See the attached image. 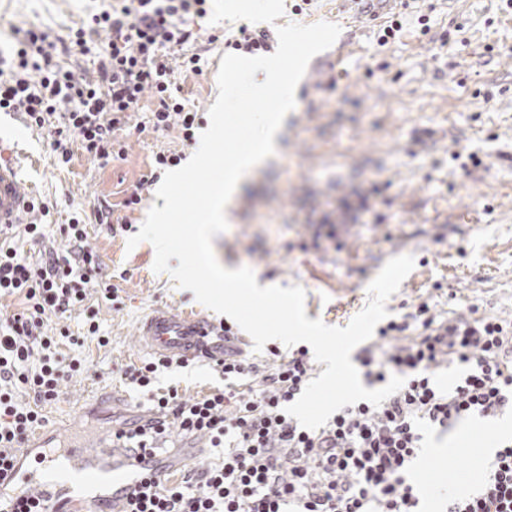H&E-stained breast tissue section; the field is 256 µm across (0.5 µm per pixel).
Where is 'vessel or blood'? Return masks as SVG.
I'll use <instances>...</instances> for the list:
<instances>
[{
  "instance_id": "b4317fda",
  "label": "vessel or blood",
  "mask_w": 512,
  "mask_h": 512,
  "mask_svg": "<svg viewBox=\"0 0 512 512\" xmlns=\"http://www.w3.org/2000/svg\"><path fill=\"white\" fill-rule=\"evenodd\" d=\"M30 186L15 167L0 160V228L25 221L24 204ZM141 348L183 360L223 356L224 332L206 319L175 311L159 310L149 315L139 332ZM86 414L79 411L69 427L66 454L71 460L67 469L48 463L28 465V448L17 451L18 464L0 474V498L32 492L46 501L50 512H121L134 490L150 477L164 478L187 462L203 455L206 443L198 437L182 441L178 452L140 456L127 448L111 430H90L84 425ZM102 485L99 494L74 498L80 485Z\"/></svg>"
}]
</instances>
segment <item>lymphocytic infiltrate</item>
<instances>
[{"instance_id":"lymphocytic-infiltrate-1","label":"lymphocytic infiltrate","mask_w":512,"mask_h":512,"mask_svg":"<svg viewBox=\"0 0 512 512\" xmlns=\"http://www.w3.org/2000/svg\"><path fill=\"white\" fill-rule=\"evenodd\" d=\"M207 0H113L75 31L71 48L97 60L95 77H80L56 61L51 31L17 32L11 54L0 56V112H19L27 124L49 128L59 163L73 159V144L102 162L123 158L115 133L126 127L144 91H152L154 130L179 127L194 139L197 113L186 110L172 81L170 57L193 38L207 14ZM108 41H101V33ZM22 232L33 245L47 239L48 203L30 201ZM0 232V297L16 310L0 313V472L13 449L44 421L42 407L56 400L64 380L88 378L85 360L58 349L51 319L84 308L89 297L117 301L118 289L101 277L88 244L86 221L73 213L60 233L62 251L31 258L10 246L14 232ZM396 347L369 346L359 362L369 383L389 374L405 385L380 406L366 401L344 407L321 428L302 427L286 408L310 380L307 350L280 358L274 371L228 353L215 368L226 381L259 376L260 386L217 390L193 398L152 389L165 358L118 368L137 385L160 417L158 425L120 426L118 437L142 453L158 452L172 437L204 436L223 460L200 473L165 483L149 480L135 492L128 512H420L410 467L421 450V429H448L458 421L490 419L512 409V321L487 317L437 320L428 303L380 331ZM460 367L461 377L443 389L431 377L439 362ZM443 512H512V440L495 451L479 491L449 497Z\"/></svg>"}]
</instances>
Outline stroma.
<instances>
[{
	"label": "stroma",
	"mask_w": 512,
	"mask_h": 512,
	"mask_svg": "<svg viewBox=\"0 0 512 512\" xmlns=\"http://www.w3.org/2000/svg\"><path fill=\"white\" fill-rule=\"evenodd\" d=\"M110 0H0V50L18 28L48 29L59 38L87 25ZM351 0H212L200 37L185 45L199 54L202 75L176 82L190 110L207 117L218 95L217 71L228 40L240 26L275 32L289 24L331 22L341 28L345 60L339 74L329 64L335 49L307 68L296 88L278 154L256 170L234 198L233 222L213 247L225 268L247 266L260 279L306 292L308 319L343 327L368 302L367 287L392 257L408 254L414 267L386 302L389 318L428 303L444 317H512V0H374L362 26ZM401 15L403 29L387 45L380 28ZM430 31L421 34L419 16ZM155 102L144 94L121 132L124 159L100 166L82 149L59 166L47 131L0 112V149L19 162L18 174L34 197L52 205L48 239L72 213L89 216L88 242L100 274L119 289V304L92 298L108 346L86 335L83 312L65 324L83 344L79 351L93 377L63 382L59 400L43 413L58 437L92 395L118 390L114 402L93 412L95 425L127 423L143 397L113 376L149 353L136 332L157 309L192 311L222 321L193 292L153 269L149 242L128 248L156 201V185L141 186L156 153L189 155L178 130L156 132L148 123ZM135 209L123 201L134 190ZM110 223L94 222L100 203ZM222 374L196 360L158 374L160 391L193 397L223 387Z\"/></svg>",
	"instance_id": "obj_1"
}]
</instances>
